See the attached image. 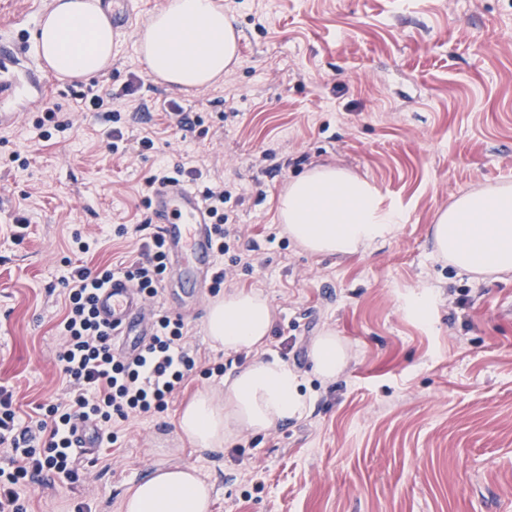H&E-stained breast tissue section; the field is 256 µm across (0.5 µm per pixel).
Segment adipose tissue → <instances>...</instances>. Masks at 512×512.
I'll return each mask as SVG.
<instances>
[{
    "label": "adipose tissue",
    "instance_id": "adipose-tissue-1",
    "mask_svg": "<svg viewBox=\"0 0 512 512\" xmlns=\"http://www.w3.org/2000/svg\"><path fill=\"white\" fill-rule=\"evenodd\" d=\"M48 70L59 78H91L112 64V24L97 0H54L35 34ZM149 76L185 91L203 90L237 61V33L220 0H165L137 39ZM278 215L289 237L305 251L347 256L388 241L400 216L383 207L368 179L319 165L289 182ZM438 258L469 273L503 279L512 275V184L460 193L430 229ZM272 309L255 291L237 290L208 306L205 332L211 344L233 354L261 348L269 337ZM315 374L336 379L348 364L344 342L327 329L312 346ZM298 374L285 362L256 359L208 389L179 413L182 437L195 447L223 452L242 430L263 432L312 409ZM212 487L194 468L152 471L131 488L124 512H210Z\"/></svg>",
    "mask_w": 512,
    "mask_h": 512
}]
</instances>
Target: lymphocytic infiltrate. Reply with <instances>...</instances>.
Instances as JSON below:
<instances>
[{"label": "lymphocytic infiltrate", "mask_w": 512, "mask_h": 512, "mask_svg": "<svg viewBox=\"0 0 512 512\" xmlns=\"http://www.w3.org/2000/svg\"><path fill=\"white\" fill-rule=\"evenodd\" d=\"M140 86L141 79L135 76L121 93L90 87L81 95L86 111L101 114L112 123V153L123 156L133 149L143 152L154 147L147 135L129 142L119 127L120 113L112 109L115 96H132ZM202 196L213 223L215 255L220 258L228 252L229 239L235 233L224 211L232 193L224 184L216 183L205 187ZM166 270L164 242L156 233L144 239L131 262L96 269L76 265L63 279L65 313L59 324L58 362L67 391L62 398L36 405L37 420L26 423L13 405L12 392L0 386V456L6 461L0 467V512H28L19 490L34 476L51 473L76 479L70 441L74 421H95L101 430L102 447L109 448L118 441L116 424L167 411L191 376L213 375V368L199 365L186 341L181 318L155 311L153 334L141 353L132 358L114 353L112 332L97 318L96 293L112 276L126 277L145 299L152 300L159 294Z\"/></svg>", "instance_id": "obj_1"}]
</instances>
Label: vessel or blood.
<instances>
[{
    "mask_svg": "<svg viewBox=\"0 0 512 512\" xmlns=\"http://www.w3.org/2000/svg\"><path fill=\"white\" fill-rule=\"evenodd\" d=\"M23 52L20 43L0 38V104L19 92L14 68ZM151 221L162 234L170 268L180 276L211 277L214 268L213 234L210 217L201 196L184 180L159 184L152 200ZM99 320L111 328L122 350L135 353L150 332L144 313V300L123 276L112 280L96 297ZM100 430L91 421L78 423L71 432L74 451L88 458L98 448Z\"/></svg>",
    "mask_w": 512,
    "mask_h": 512,
    "instance_id": "b4317fda",
    "label": "vessel or blood"
}]
</instances>
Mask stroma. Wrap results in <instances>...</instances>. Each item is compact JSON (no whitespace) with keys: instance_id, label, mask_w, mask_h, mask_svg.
<instances>
[{"instance_id":"stroma-1","label":"stroma","mask_w":512,"mask_h":512,"mask_svg":"<svg viewBox=\"0 0 512 512\" xmlns=\"http://www.w3.org/2000/svg\"><path fill=\"white\" fill-rule=\"evenodd\" d=\"M164 0H130L112 65L95 80L51 78L5 106L0 128V385L22 417L62 392L57 325L69 264L134 258L157 230L138 199L148 178L195 166L232 192L224 209L249 230L253 268L223 292L257 290L273 310L261 355L279 358L314 397L311 413L223 453L192 446L177 427L194 376L166 412L126 423L113 463L94 481L21 487L31 512H122L127 491L159 467L191 466L214 488L211 512H512V278L479 280L438 259L429 229L464 190L512 184V0H223L238 62L219 84L186 93L146 75L137 34ZM142 76L124 133L155 147L121 159L109 127L82 112L88 85L121 91ZM71 121L44 139L32 123L45 99ZM203 117V136L165 128L169 102ZM272 158H264L265 150ZM27 157L20 168L12 152ZM372 181L403 220L384 245L346 258L305 252L278 220L290 180L314 166ZM29 219L16 228L17 213ZM129 227L114 235L116 225ZM93 236L89 253L74 233ZM429 299L426 317L411 310ZM209 285L176 278L187 341L225 373L252 362L204 331ZM331 328L350 359L335 382L313 372L311 346Z\"/></svg>"}]
</instances>
